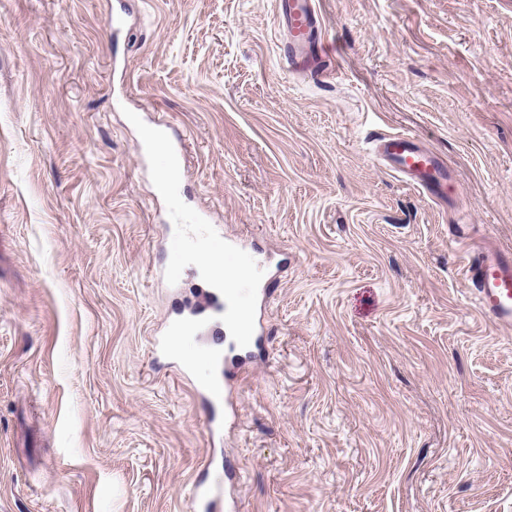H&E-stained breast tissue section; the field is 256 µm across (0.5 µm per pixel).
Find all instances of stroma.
<instances>
[{
	"label": "stroma",
	"instance_id": "35a3bbf8",
	"mask_svg": "<svg viewBox=\"0 0 512 512\" xmlns=\"http://www.w3.org/2000/svg\"><path fill=\"white\" fill-rule=\"evenodd\" d=\"M339 74H289L275 0H0V512H512V327L462 277L512 249V0H315ZM164 124L180 205L280 264L261 363L210 437L215 375L153 339ZM406 131L443 209L370 154ZM225 510H236L235 503L228 504L224 501V487L220 480L208 482L200 479L195 482L191 492V508L194 512H221L222 506Z\"/></svg>",
	"mask_w": 512,
	"mask_h": 512
}]
</instances>
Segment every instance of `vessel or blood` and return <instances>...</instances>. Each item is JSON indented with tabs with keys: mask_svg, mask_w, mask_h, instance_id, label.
Returning <instances> with one entry per match:
<instances>
[{
	"mask_svg": "<svg viewBox=\"0 0 512 512\" xmlns=\"http://www.w3.org/2000/svg\"><path fill=\"white\" fill-rule=\"evenodd\" d=\"M276 12L286 40L280 53L290 72L314 79L334 75L336 48L326 40L314 0H276ZM374 154L383 166L402 182L417 190L434 204L445 207L454 203L460 192L447 162L415 136L395 132L376 135ZM202 252L225 254L228 261L246 267L248 254L244 245L215 236L201 241ZM479 311L500 327L512 326V251L502 248L472 250L464 267ZM237 284L215 274L199 300L181 311L167 324L161 348L170 358L180 359L183 369H190L194 357L185 355L183 341L198 338V354L212 363L217 377L213 386L202 391L200 398L208 410L209 433L224 428V392L230 391L227 378L229 362L223 345L213 344L216 336H230L246 358L260 354L267 340L263 318L243 309L238 301ZM224 504L221 481L197 480L191 492L193 512H220Z\"/></svg>",
	"mask_w": 512,
	"mask_h": 512,
	"instance_id": "1",
	"label": "vessel or blood"
}]
</instances>
